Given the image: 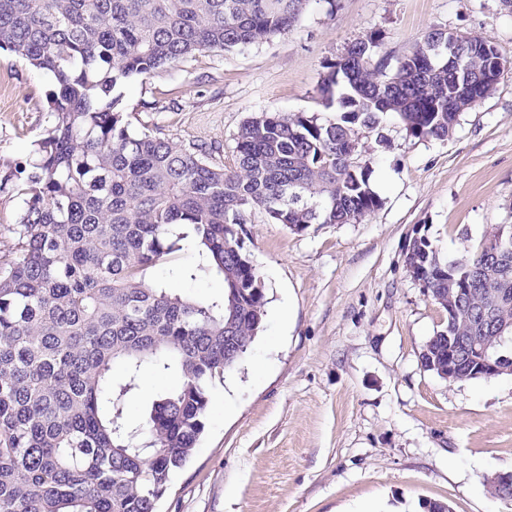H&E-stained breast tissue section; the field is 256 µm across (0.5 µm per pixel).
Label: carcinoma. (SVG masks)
Segmentation results:
<instances>
[{"instance_id":"1","label":"carcinoma","mask_w":512,"mask_h":512,"mask_svg":"<svg viewBox=\"0 0 512 512\" xmlns=\"http://www.w3.org/2000/svg\"><path fill=\"white\" fill-rule=\"evenodd\" d=\"M309 0H0V49L54 79L51 127L35 164L4 178L26 195L17 257L0 261V509L3 512H156L205 429L209 388L260 331L264 284L239 229L261 210L301 233L354 224L379 206L369 167L347 146L392 114L415 138H448L460 113L455 85L486 57L448 69L409 59L362 63L365 40L329 66L346 82L340 116L262 113L237 137L232 170L129 130L116 87L202 52H229L288 32ZM195 235L224 296L203 304L138 274ZM493 236L452 269L428 238L408 262L429 297L470 288L492 306L491 327L461 314L426 343L428 370L448 366V338L500 347L512 335V251ZM179 383L137 423L126 416L143 371Z\"/></svg>"}]
</instances>
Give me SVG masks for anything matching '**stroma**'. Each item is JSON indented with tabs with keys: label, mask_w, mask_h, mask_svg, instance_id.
Returning a JSON list of instances; mask_svg holds the SVG:
<instances>
[{
	"label": "stroma",
	"mask_w": 512,
	"mask_h": 512,
	"mask_svg": "<svg viewBox=\"0 0 512 512\" xmlns=\"http://www.w3.org/2000/svg\"><path fill=\"white\" fill-rule=\"evenodd\" d=\"M490 40L507 65L445 140L414 138L392 115L363 135L380 204L355 224L297 233L249 213L241 237L265 286L262 328L209 389L206 428L159 512H512L486 478L512 473V374L450 382L421 362L448 313L406 269L423 235L461 255L512 225V8L503 0H311L272 41L201 53L119 86L132 132L233 168L236 137L269 112L332 118L328 64L377 35L389 67L426 32ZM50 74L0 50V177L34 157L48 128ZM24 197L0 190V259L14 255ZM193 238L148 267L146 286L203 301L221 276ZM183 268L195 278L179 277Z\"/></svg>",
	"instance_id": "stroma-1"
}]
</instances>
